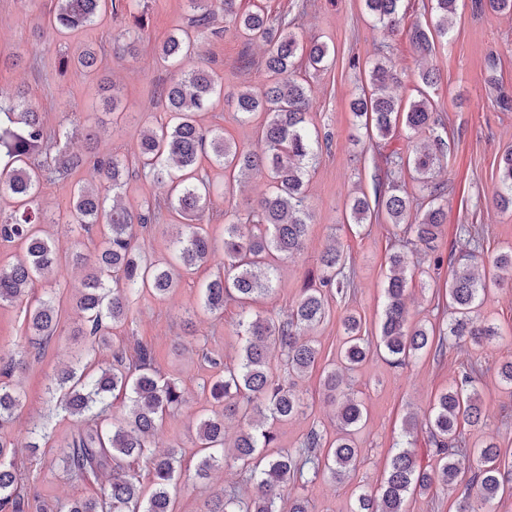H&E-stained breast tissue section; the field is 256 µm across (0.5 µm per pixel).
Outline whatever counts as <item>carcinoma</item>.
Masks as SVG:
<instances>
[{
  "instance_id": "obj_1",
  "label": "carcinoma",
  "mask_w": 512,
  "mask_h": 512,
  "mask_svg": "<svg viewBox=\"0 0 512 512\" xmlns=\"http://www.w3.org/2000/svg\"><path fill=\"white\" fill-rule=\"evenodd\" d=\"M309 0H298L290 10L272 16L259 8L243 12L238 0H188L192 30L170 36L161 45L160 57L173 69L162 89L169 119L146 126L141 133L138 168L166 183L168 204L189 223L172 243L168 259H156L137 244L138 231L151 223L153 209L134 213L100 194L97 185L106 184L121 192L125 162L98 152V136L86 134L85 149L77 153L58 151L55 165L45 167L38 156L58 149L68 137L67 124L50 129L44 113L32 104L26 88L17 85L0 89V172L6 175L0 192L11 200L9 213L0 212V241L14 244L19 252L14 262L0 268V305L23 303L36 282L49 283L62 273V263L53 240L43 227L36 208L45 185L84 171L91 181L77 189L70 202L67 223L88 236H97L100 245L93 254L76 251L71 263L88 268L76 296L81 312L79 332L91 338V347L109 348V331L123 324L133 297L148 293L164 298L181 278L209 262L217 251L224 253V265L201 292V308L223 314L232 300L240 307L238 334L245 337L241 358L224 364L220 375L203 382L202 388L219 407L199 419L196 447L200 460L195 475L202 482L215 470L233 469L249 473L253 490L248 495L220 490L211 493L203 512H310L307 500L288 495V487L306 483L319 474L342 481L355 469L361 455L355 434L364 418L363 404L345 394L342 372H353L376 353L390 364L409 363L432 345L430 330L411 322L405 303L408 274L417 248H433L441 233L446 212L443 201L447 185L437 180V168L450 153L448 141L438 134L443 122L433 109L426 89L438 82L434 70L419 72L424 89L419 99L404 108L385 93L398 80L389 59L368 65L370 90L352 102L355 115L365 119L379 140L387 139L397 120L410 133L411 151L406 156L393 152L387 181L379 183L374 200L355 196L349 205V223L370 224L381 218L389 224H406L414 238L411 248L390 255L386 276V302L376 344L360 335V322L353 314L343 320L344 350L339 369L326 373L323 386L331 401H340L339 433L320 457L321 436L311 430L304 447L270 453L276 440L277 423L302 412L295 380L314 366L318 351L303 333L326 317L325 294L341 288L339 276L347 265L344 249L334 243L319 259V273L308 281L285 319L264 317L253 310L258 300L272 291L277 263L301 253L306 246L310 213L306 198V176L315 161L321 142L312 133L307 116L312 106V88L294 75L301 60L315 71L322 70L330 57L327 44L299 41L294 29L307 13ZM437 16L434 30L416 24L411 41L421 55L435 48V38L448 36V19L456 12L457 0H430ZM476 8L512 14V0H474ZM369 17L376 23L396 28L403 17L402 0H364ZM128 21L127 40L114 49L129 55L135 52V36L144 27L145 12L134 11V0H55L53 24L60 31L88 26L102 14ZM224 15V32L259 42L263 55L251 64L263 69L267 83L256 90L250 86L236 98L237 111L245 118L265 116V151L256 154L224 140L221 131L206 129L199 122L213 99L220 94L214 71L194 63L196 40L216 16ZM99 67L98 53L83 50L74 58L62 57L59 70L90 74ZM209 153L214 162L239 179L262 176L269 187L248 211L245 223H224V239L217 244L205 228L214 220L209 208L212 189L208 176L200 173L198 160ZM499 185L493 205L512 211V147L499 158ZM409 170L427 193L428 203L409 222L411 199L402 181ZM475 255L468 251L452 267L448 279L450 320L446 335L463 347L482 346L499 335L498 329L478 316L481 295L490 286H504L500 279H479L473 271ZM25 304V303H23ZM24 321L29 343L48 341L57 334L59 309L53 297L25 304ZM283 355V376L274 377L271 354ZM25 352L0 358V512H27L24 482L35 478L19 460L16 444L1 437L24 406L25 395L15 374L23 370ZM478 369L469 367L460 382L439 394L430 405V424L435 464H423L414 448H402L393 457L379 494L358 493L352 512H405L410 491H430L434 485L454 487L470 462L462 446L461 426L476 423L481 404L474 382ZM47 391L56 406L81 422L72 441L59 449L65 472L72 476L109 479L99 483V491L84 500L56 503L42 512H174L171 489L181 476L182 452L173 446L161 454L150 450L152 438L166 418L184 402L181 381L165 378L153 366L147 345L114 349L111 358L91 371L82 359L47 380ZM128 401L120 419L107 410V398ZM243 424L233 444H227L225 425ZM46 429L34 423L26 430L24 447L33 453L46 440ZM477 466L466 484L459 512H474L470 499L490 502L504 488L505 473L498 446L489 441L476 446Z\"/></svg>"
}]
</instances>
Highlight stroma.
<instances>
[{
  "label": "stroma",
  "mask_w": 512,
  "mask_h": 512,
  "mask_svg": "<svg viewBox=\"0 0 512 512\" xmlns=\"http://www.w3.org/2000/svg\"><path fill=\"white\" fill-rule=\"evenodd\" d=\"M312 7L298 29L303 40L318 39L328 43L331 56L324 70L315 72L297 64L296 76L313 90L309 121L319 133L329 134L330 147L316 159L307 181L311 215L307 245L301 255L280 261L273 292L257 308L268 316L285 314L298 299L309 275L316 271L322 250L330 240H338L349 257L345 273L350 285L333 290L328 315L311 332L319 351L318 362L299 380L297 388L304 400L302 414L276 427V445L282 449L301 448L310 430H317L323 442L334 441L338 430L335 411L323 392L326 371L337 367L344 342L342 318L354 311L361 319L362 334L372 339L385 302L384 282L390 255L400 248L405 236L403 226L348 223L352 196L372 194L376 179L384 178L388 166L385 157L391 151H406L408 132L397 126L386 145L370 140L350 108L351 100L366 85L363 62L380 56L390 58L398 80L393 95L409 102L416 95L415 86L422 67L434 68L440 76L429 96L445 124L444 136L451 153L448 174V216L435 243L434 252L418 257L416 273L408 286V306L413 320L445 329L448 322L446 289L448 275L461 256V227L477 224L484 230L475 249L487 277H495L493 258L512 246V214L497 210L492 197L498 186L497 160L512 146V110L499 108V95L512 98V15L477 11L472 0H459L458 12L447 38L437 40L432 55L421 58L416 53L410 33L414 22H426L430 14L428 0H404V18L394 30L374 27L364 10L363 0H311ZM53 0H0V87L26 85L30 97L44 112L49 127L62 120L74 122L68 142L70 150L84 147L87 130L100 133V147L121 159L133 160L143 127L166 120V107L159 92L169 80L170 71L157 61L164 40L178 29L187 27L189 15L184 0H146L147 23L139 33L138 53L129 57L113 50V43L127 24L119 18L103 17L93 25L75 32L62 33L48 23ZM96 48L103 61L99 71L85 77L61 74V55L78 54ZM201 61L219 76L223 93L201 113L203 127L223 131L225 140L259 153L265 148L261 118L242 121L233 96L243 86L262 87L265 72L245 68L249 56H259L257 46L224 33L205 32L199 37ZM21 65H14V58ZM359 67H352L351 59ZM496 64V84H488L487 66ZM114 84L117 108L103 104L99 87ZM199 167L214 184L212 207L220 212L245 215L251 205L268 189L266 181L252 178L223 194L228 179L223 167L201 159ZM83 173L49 183L38 200L40 212L49 220L45 230L54 240L61 256L73 251L93 253L95 241L69 231L62 224L69 202ZM167 187L140 174L129 175L122 199L130 210L138 212L148 203L159 204L156 219L140 231L138 242L154 257H165L175 239L180 223L164 202ZM218 260L196 270L180 282L164 299L151 295L133 301L127 321L117 329L113 345H149L153 364L161 374L181 379L186 402L161 428L154 446L182 450V474L175 488L176 512H201L209 489L219 487L245 491L249 483L236 471H218L208 484L195 477L198 453L195 447L196 424L212 404L201 389L204 379L213 374L209 357L226 363L236 362L243 346L236 333L239 308L228 302L223 316L200 315L193 327H186V310L198 307L203 284L215 274ZM79 273L64 270L53 284H39L35 296L53 295L61 310L58 335L45 347L28 346L20 308L0 307V354L25 351L26 365L17 378L26 394L25 406L10 433L22 441L29 420L44 423L55 445L71 441L79 425L76 420L49 403L47 378L72 365L75 354L87 350L84 337L75 335V289ZM481 319L497 326L500 336L488 348H457L452 338L397 368L383 358L371 356L350 378L351 391L362 400L367 420L356 439L362 450L361 462L350 477L341 482L319 477L305 485H294L291 495L309 499L313 512H350L356 495L377 489L387 465L402 446L403 422L408 413L418 414L420 424L415 446L425 451L429 446V427L425 421L434 398L459 380L472 363L484 372L477 382L483 415L474 425L466 426L469 444L494 441L500 449L502 469L507 476L505 488L491 502L480 505V512H512V391L498 375L499 364L512 359V289L490 288L479 311ZM208 352V359L187 352L186 343ZM40 474L26 489L28 512L56 500L66 502L95 493V485L68 479L54 452L40 454Z\"/></svg>",
  "instance_id": "1"
}]
</instances>
